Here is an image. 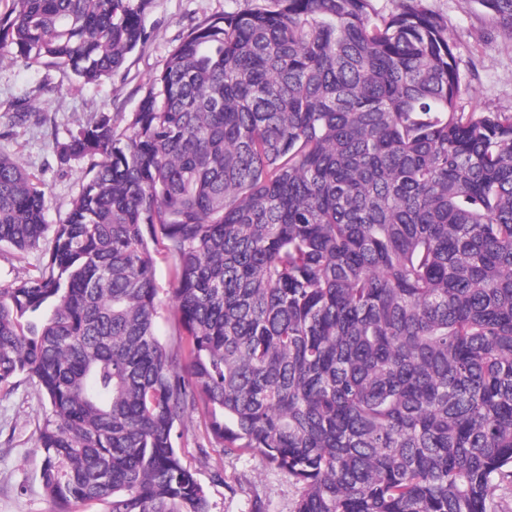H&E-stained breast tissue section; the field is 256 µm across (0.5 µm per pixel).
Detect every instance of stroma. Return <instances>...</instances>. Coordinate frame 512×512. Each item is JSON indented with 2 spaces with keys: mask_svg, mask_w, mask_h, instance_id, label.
<instances>
[{
  "mask_svg": "<svg viewBox=\"0 0 512 512\" xmlns=\"http://www.w3.org/2000/svg\"><path fill=\"white\" fill-rule=\"evenodd\" d=\"M252 0H154L144 21L145 38L123 69L86 85L55 69H34L22 61H0V116L15 98H26L48 117L41 127L15 128L0 137V153L15 159L41 181L49 199L48 221L65 220L80 192L88 162L60 164L56 140L75 121L97 112L136 110L139 90L164 67L169 50L191 27L251 6ZM423 8L448 22L461 79L462 112L512 113V39L505 37L478 0H421ZM43 408L27 382L0 387V512H51L41 489L42 456L36 425ZM206 417L194 412L178 441L187 465L197 472L210 512H294L300 487L256 451L227 452L207 443Z\"/></svg>",
  "mask_w": 512,
  "mask_h": 512,
  "instance_id": "obj_1",
  "label": "stroma"
}]
</instances>
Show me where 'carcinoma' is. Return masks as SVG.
Masks as SVG:
<instances>
[{
  "label": "carcinoma",
  "mask_w": 512,
  "mask_h": 512,
  "mask_svg": "<svg viewBox=\"0 0 512 512\" xmlns=\"http://www.w3.org/2000/svg\"><path fill=\"white\" fill-rule=\"evenodd\" d=\"M512 39V0H479ZM153 0H0V55L85 84ZM448 22L398 0H265L191 29L61 224L0 154V386L33 382L56 512H209L176 441L256 450L294 512H499L512 483V113L460 112ZM11 125L47 117L14 104ZM174 261L177 340L156 332ZM39 263L38 252L21 255L8 247H0V282L33 275L37 272ZM173 267V261L169 255L161 251L156 256L155 276L158 288H161V298L164 301V306L161 310V318L158 319V333L166 340L173 341L176 339L174 336V320L171 313L167 308V296L165 290L171 288V271Z\"/></svg>",
  "instance_id": "cac0c4a2"
}]
</instances>
